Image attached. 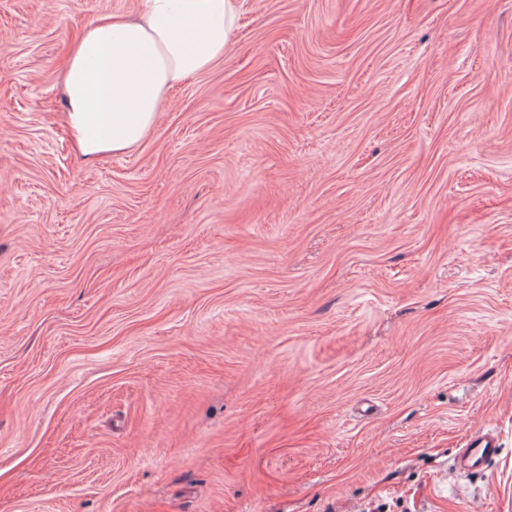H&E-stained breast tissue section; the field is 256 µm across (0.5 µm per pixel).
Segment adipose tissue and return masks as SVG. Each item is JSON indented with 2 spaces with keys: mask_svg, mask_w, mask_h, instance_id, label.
<instances>
[{
  "mask_svg": "<svg viewBox=\"0 0 512 512\" xmlns=\"http://www.w3.org/2000/svg\"><path fill=\"white\" fill-rule=\"evenodd\" d=\"M237 0H139L86 27L62 73L65 122L77 149L127 152L156 128L175 88L223 60Z\"/></svg>",
  "mask_w": 512,
  "mask_h": 512,
  "instance_id": "1",
  "label": "adipose tissue"
}]
</instances>
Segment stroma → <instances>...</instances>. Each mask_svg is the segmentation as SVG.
I'll use <instances>...</instances> for the list:
<instances>
[{
	"label": "stroma",
	"instance_id": "obj_1",
	"mask_svg": "<svg viewBox=\"0 0 512 512\" xmlns=\"http://www.w3.org/2000/svg\"><path fill=\"white\" fill-rule=\"evenodd\" d=\"M238 6L88 159L0 0V512H512V0ZM500 442L491 430L472 433L465 448L460 449L456 468L471 475L484 473L489 462L500 453Z\"/></svg>",
	"mask_w": 512,
	"mask_h": 512
}]
</instances>
